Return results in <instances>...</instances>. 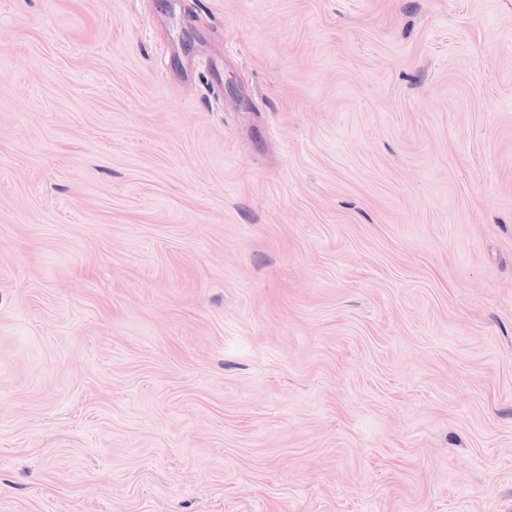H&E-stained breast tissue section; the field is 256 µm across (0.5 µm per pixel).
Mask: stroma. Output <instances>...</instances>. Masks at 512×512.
<instances>
[{
    "instance_id": "35a3bbf8",
    "label": "stroma",
    "mask_w": 512,
    "mask_h": 512,
    "mask_svg": "<svg viewBox=\"0 0 512 512\" xmlns=\"http://www.w3.org/2000/svg\"><path fill=\"white\" fill-rule=\"evenodd\" d=\"M0 512H512V0H0Z\"/></svg>"
}]
</instances>
